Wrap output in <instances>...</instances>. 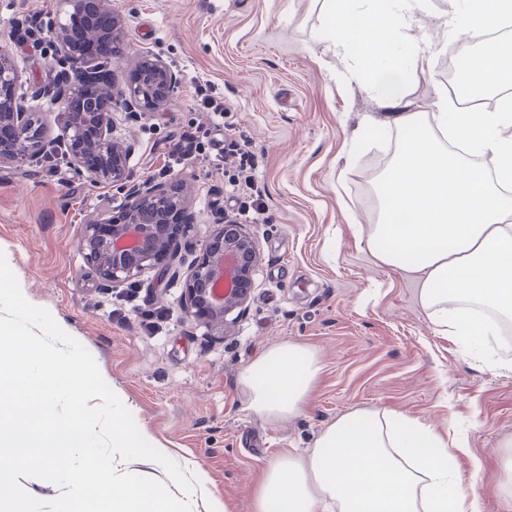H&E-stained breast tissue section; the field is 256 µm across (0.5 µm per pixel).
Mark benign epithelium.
I'll return each instance as SVG.
<instances>
[{
  "instance_id": "obj_1",
  "label": "benign epithelium",
  "mask_w": 512,
  "mask_h": 512,
  "mask_svg": "<svg viewBox=\"0 0 512 512\" xmlns=\"http://www.w3.org/2000/svg\"><path fill=\"white\" fill-rule=\"evenodd\" d=\"M88 1L96 8L84 22V36L107 46L116 43L117 22L105 9L104 0L68 3L78 11ZM19 79L17 69L0 66V164L30 157L43 147L42 129L8 94ZM171 84L166 65L145 57L130 75L125 91L112 98V108L120 109L132 100L154 108L164 101ZM81 93L84 104L76 111L70 109L68 99L59 101L58 116L71 163L123 192L127 204L121 224L89 220L79 250L102 279L118 285L164 260L171 247L168 213L182 208L184 200L164 193L149 181L128 184L129 150L112 137L111 113L97 108L99 90L95 85L83 87ZM258 253L256 238L242 225L220 226L204 243L202 258L189 276L186 305L190 315L203 311L210 325L223 327L227 317L247 303Z\"/></svg>"
}]
</instances>
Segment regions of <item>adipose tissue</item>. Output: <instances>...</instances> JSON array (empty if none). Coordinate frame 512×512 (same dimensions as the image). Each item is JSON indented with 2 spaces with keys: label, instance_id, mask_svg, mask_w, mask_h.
I'll list each match as a JSON object with an SVG mask.
<instances>
[{
  "label": "adipose tissue",
  "instance_id": "adipose-tissue-1",
  "mask_svg": "<svg viewBox=\"0 0 512 512\" xmlns=\"http://www.w3.org/2000/svg\"><path fill=\"white\" fill-rule=\"evenodd\" d=\"M442 26L476 44L457 79L495 109L464 108L437 90L434 109L414 112L408 88L430 61L418 30L433 0H324L322 32L343 75H368L397 131L377 184L378 219L362 235L381 265L416 276L437 331L484 345L512 320V39L488 41L512 19V0H459ZM315 352L282 342L239 376L247 407L275 420L295 416L315 385ZM455 451L430 425L394 411L356 408L337 417L312 449L281 457L255 490V512H483L451 462Z\"/></svg>",
  "mask_w": 512,
  "mask_h": 512
}]
</instances>
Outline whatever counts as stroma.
Wrapping results in <instances>:
<instances>
[{
  "instance_id": "obj_1",
  "label": "stroma",
  "mask_w": 512,
  "mask_h": 512,
  "mask_svg": "<svg viewBox=\"0 0 512 512\" xmlns=\"http://www.w3.org/2000/svg\"><path fill=\"white\" fill-rule=\"evenodd\" d=\"M124 28L121 51L104 59L121 93L144 56L171 64L174 89L160 108L113 111V136L132 148L131 182L159 177L187 200L186 228L174 238L165 275L148 271L119 286L98 277L79 250L87 220L110 218L125 197L47 149L0 164V252L25 298L47 309L95 359L143 436L195 475L191 512L218 500L227 512H254L253 491L267 466L312 448L321 431L356 407L404 413L446 440L467 429L453 467L502 512L504 461L512 456V372L483 366L455 337L437 332L408 274L379 264L355 225L376 220V175L396 132L360 121L384 114L372 85L340 81L342 64L320 39L323 0H106ZM40 13L43 35L25 34ZM70 7L54 0H0V47L21 74L46 139L61 122L44 93V69H66L52 33ZM447 80L434 58L408 89L412 110L428 112ZM210 83L231 113L224 135H245L257 164L251 181L262 212L250 225L259 261L246 310L218 331L186 315V277L228 204L221 172L202 166L165 171L170 140L189 122L208 121L193 102ZM158 312L135 317L125 297ZM295 341L314 350L322 372L303 412L275 421L246 408L240 372L268 347Z\"/></svg>"
}]
</instances>
